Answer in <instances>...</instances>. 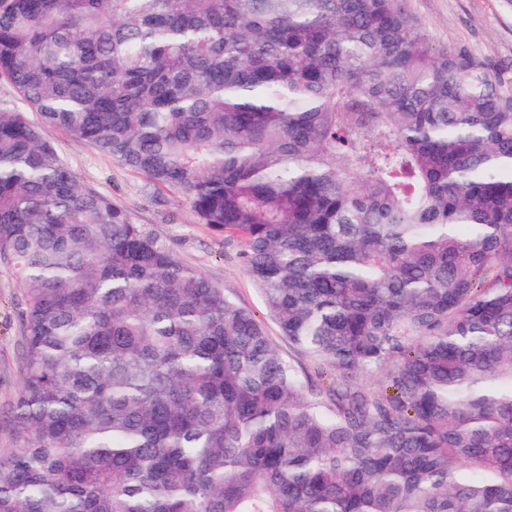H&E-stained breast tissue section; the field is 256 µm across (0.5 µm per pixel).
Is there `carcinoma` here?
I'll return each mask as SVG.
<instances>
[{
	"instance_id": "carcinoma-1",
	"label": "carcinoma",
	"mask_w": 512,
	"mask_h": 512,
	"mask_svg": "<svg viewBox=\"0 0 512 512\" xmlns=\"http://www.w3.org/2000/svg\"><path fill=\"white\" fill-rule=\"evenodd\" d=\"M0 512H512V90L407 0H0ZM58 127L241 244L249 310ZM378 378L375 388L364 384ZM0 109L27 112L31 121L36 120L35 113L29 112L20 93L6 77H0ZM18 298L11 271L0 264V457L17 448L9 421L24 377V338L17 315Z\"/></svg>"
}]
</instances>
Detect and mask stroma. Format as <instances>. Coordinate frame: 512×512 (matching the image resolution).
Listing matches in <instances>:
<instances>
[{
  "label": "stroma",
  "instance_id": "1",
  "mask_svg": "<svg viewBox=\"0 0 512 512\" xmlns=\"http://www.w3.org/2000/svg\"><path fill=\"white\" fill-rule=\"evenodd\" d=\"M408 6L425 27L434 50L469 48L512 78V0H408ZM44 136L83 186L109 196L184 264L223 287L239 306L255 314L283 356L293 357L297 367H308V359L288 344L267 316L261 294L241 261L238 242L196 223L190 208L174 204L168 191L147 185L142 176L90 145L55 128L45 129ZM18 298L11 271L0 264V457L17 447L9 422L24 377Z\"/></svg>",
  "mask_w": 512,
  "mask_h": 512
}]
</instances>
